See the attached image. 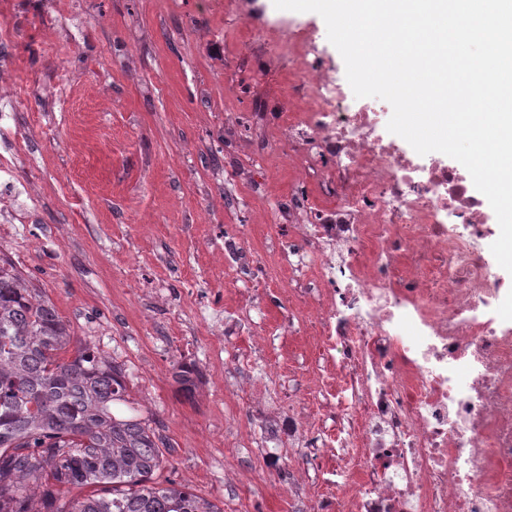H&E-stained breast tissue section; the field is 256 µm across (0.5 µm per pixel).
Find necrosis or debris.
Returning a JSON list of instances; mask_svg holds the SVG:
<instances>
[{"mask_svg":"<svg viewBox=\"0 0 512 512\" xmlns=\"http://www.w3.org/2000/svg\"><path fill=\"white\" fill-rule=\"evenodd\" d=\"M313 106L288 116V160L333 159L330 210L294 202L316 266L308 325L339 353L317 415L338 423L349 496L322 512H512V321L487 249L486 198L467 170L418 155L387 129L388 105L331 69L302 71Z\"/></svg>","mask_w":512,"mask_h":512,"instance_id":"4bbe7bcc","label":"necrosis or debris"}]
</instances>
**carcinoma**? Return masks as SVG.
Masks as SVG:
<instances>
[{
  "label": "carcinoma",
  "mask_w": 512,
  "mask_h": 512,
  "mask_svg": "<svg viewBox=\"0 0 512 512\" xmlns=\"http://www.w3.org/2000/svg\"><path fill=\"white\" fill-rule=\"evenodd\" d=\"M72 344L55 305L0 257V512H221L174 482L150 484L163 438L121 365ZM173 379L194 396L193 366Z\"/></svg>",
  "instance_id": "obj_1"
}]
</instances>
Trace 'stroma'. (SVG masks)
I'll return each mask as SVG.
<instances>
[{
    "label": "stroma",
    "mask_w": 512,
    "mask_h": 512,
    "mask_svg": "<svg viewBox=\"0 0 512 512\" xmlns=\"http://www.w3.org/2000/svg\"><path fill=\"white\" fill-rule=\"evenodd\" d=\"M5 19L16 38L0 46V110L31 150L0 207V224L22 211L26 222L0 252L75 343L123 365L167 444L154 482L222 512H315L294 490L304 474L345 496L334 460L265 438L282 407L314 403L312 370L328 367L306 331L308 298L284 290L313 272L280 258L290 196L321 190L317 175L296 183L283 157L289 83L342 60L323 19L273 0H13ZM290 25L318 32L307 53L283 48ZM233 239L248 265L226 256ZM135 272L166 298L135 288ZM247 288L257 299L242 326ZM177 363L199 371L195 399L179 393Z\"/></svg>",
    "instance_id": "stroma-1"
}]
</instances>
